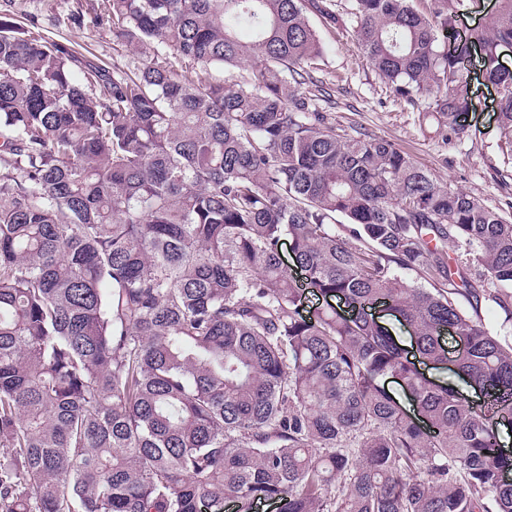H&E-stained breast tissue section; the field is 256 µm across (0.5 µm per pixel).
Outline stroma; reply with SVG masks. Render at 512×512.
<instances>
[{
  "label": "stroma",
  "instance_id": "1",
  "mask_svg": "<svg viewBox=\"0 0 512 512\" xmlns=\"http://www.w3.org/2000/svg\"><path fill=\"white\" fill-rule=\"evenodd\" d=\"M89 0H0V12L45 33L106 68L134 69L150 62L152 48L115 41L108 27L80 26L71 13ZM323 9L307 7L325 54L310 75L330 91L321 107L337 127L358 129L386 139L455 191L466 192L503 215L512 216V162L500 147L496 94L479 71H471L466 116L469 133L447 143L446 129L419 124L416 112L399 103L359 50L345 11L346 0H323Z\"/></svg>",
  "mask_w": 512,
  "mask_h": 512
}]
</instances>
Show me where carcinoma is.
<instances>
[{"mask_svg": "<svg viewBox=\"0 0 512 512\" xmlns=\"http://www.w3.org/2000/svg\"><path fill=\"white\" fill-rule=\"evenodd\" d=\"M471 2L348 0L375 73L450 144L465 74L440 43ZM71 20L156 61L84 64L0 15V512H512L497 416L418 368L448 362L452 325L453 373L512 402V343L480 317L492 301L512 322V220L336 132L303 88L325 53L304 0H100ZM468 42L512 157V0ZM284 240L346 311L302 314Z\"/></svg>", "mask_w": 512, "mask_h": 512, "instance_id": "1", "label": "carcinoma"}]
</instances>
